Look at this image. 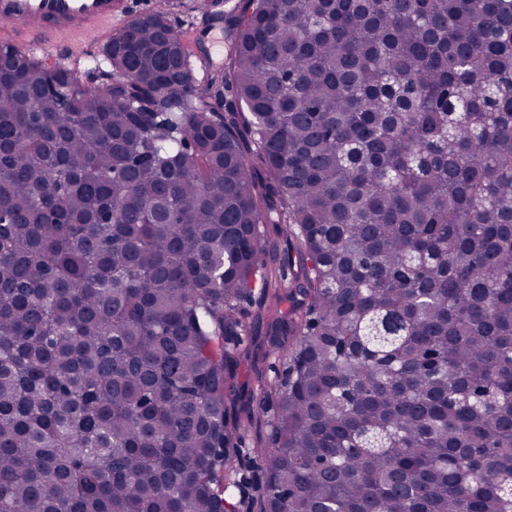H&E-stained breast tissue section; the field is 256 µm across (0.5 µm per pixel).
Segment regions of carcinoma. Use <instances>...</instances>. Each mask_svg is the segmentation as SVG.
I'll return each instance as SVG.
<instances>
[{
	"label": "carcinoma",
	"mask_w": 512,
	"mask_h": 512,
	"mask_svg": "<svg viewBox=\"0 0 512 512\" xmlns=\"http://www.w3.org/2000/svg\"><path fill=\"white\" fill-rule=\"evenodd\" d=\"M221 18L205 82L165 10L91 91L0 43V512H512V0ZM264 224L295 255L248 501ZM271 296L256 295V301L245 307L248 330L239 349L237 386L239 397L237 410L243 426L245 448L250 451L262 448L267 441L266 414H260V381L275 376L274 361L267 356L270 339L274 336L271 323Z\"/></svg>",
	"instance_id": "carcinoma-1"
}]
</instances>
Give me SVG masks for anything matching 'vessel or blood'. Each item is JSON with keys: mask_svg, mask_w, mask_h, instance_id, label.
Instances as JSON below:
<instances>
[{"mask_svg": "<svg viewBox=\"0 0 512 512\" xmlns=\"http://www.w3.org/2000/svg\"><path fill=\"white\" fill-rule=\"evenodd\" d=\"M131 18L127 0H0V37L26 51L69 53L63 36L69 32L97 31L112 22ZM195 39L209 58L222 55V23L209 22Z\"/></svg>", "mask_w": 512, "mask_h": 512, "instance_id": "1", "label": "vessel or blood"}]
</instances>
